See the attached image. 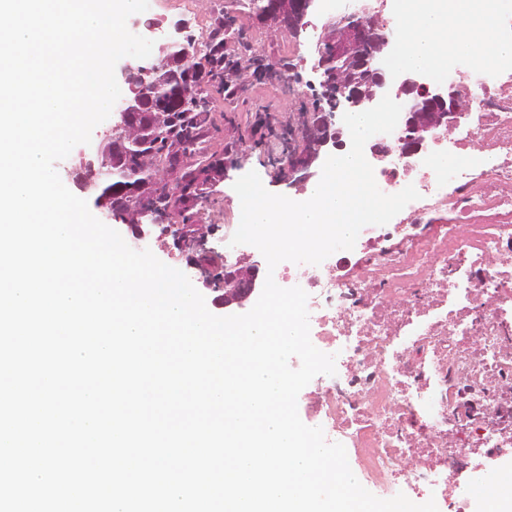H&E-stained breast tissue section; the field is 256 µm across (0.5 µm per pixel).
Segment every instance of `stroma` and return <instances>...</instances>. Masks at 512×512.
I'll return each instance as SVG.
<instances>
[{"instance_id":"obj_1","label":"stroma","mask_w":512,"mask_h":512,"mask_svg":"<svg viewBox=\"0 0 512 512\" xmlns=\"http://www.w3.org/2000/svg\"><path fill=\"white\" fill-rule=\"evenodd\" d=\"M157 18L167 29L185 23L188 34L199 41L222 29L231 31L234 40L225 43V54H232L235 45L249 46L253 59L271 66L261 79L239 82L231 98L225 95L223 85L205 84L210 112L199 139L205 151L191 152L181 159L186 167L196 166L203 155L227 165L226 175L212 172L200 181L194 195L180 203L172 218L184 231L205 224L221 234L227 225L235 223L241 211L233 184L247 172L256 171L268 191L291 194L287 172L269 150L268 131L258 127L257 118L259 114L270 113L291 120L299 112L312 109L308 84L318 79L312 71L317 51L291 32L258 23L248 0H190L187 9L165 10Z\"/></svg>"}]
</instances>
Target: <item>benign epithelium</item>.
<instances>
[{
    "label": "benign epithelium",
    "instance_id": "benign-epithelium-1",
    "mask_svg": "<svg viewBox=\"0 0 512 512\" xmlns=\"http://www.w3.org/2000/svg\"><path fill=\"white\" fill-rule=\"evenodd\" d=\"M314 0H269V5L260 11L265 21H270L280 30L296 29L304 25V20L313 9ZM369 12H355L328 26V35L318 47V59L313 70L319 75L321 91H315L316 85L307 82L314 90L316 104L302 118V144L288 159V173L292 184L303 185L314 175L326 154V147L336 149L345 147L341 129L336 127L335 117L341 101L351 107L377 105L384 95L391 92V84L381 67L382 60L390 50V42L381 29L368 22ZM187 26L179 23L174 26L175 35L166 45L168 50H176L182 62L188 64L183 74L187 83H192L198 72L194 61V41L180 34ZM165 64L162 58L142 65L139 62H127L120 74L128 86L129 94L115 109L116 122L112 126V140L118 144L132 141L129 115L140 107L139 85L155 81L160 66ZM398 92L411 96L415 103L409 111L400 117L401 135L398 143L402 151L409 153L417 150L426 140L428 133L435 127L453 123L457 117V93L452 88L430 87L421 83L414 75L400 82ZM105 168V182L110 185L111 195L98 200V207L112 211V214L124 218L131 234L142 236L141 219L150 217L153 221L169 219L175 212L179 197L183 194V184H174L166 176V168L148 161L139 175L115 176L112 167ZM165 187L168 195L167 206H161L156 197V188ZM163 231L174 236L176 246L185 257L187 264L201 273L204 287L222 294L214 299L215 305L228 308H241L262 288L264 279L260 264L254 262L245 269L237 265H224L221 274L215 273L204 264L198 252L203 250L208 229H200L197 235H184L168 224Z\"/></svg>",
    "mask_w": 512,
    "mask_h": 512
}]
</instances>
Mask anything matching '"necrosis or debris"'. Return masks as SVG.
<instances>
[{
  "mask_svg": "<svg viewBox=\"0 0 512 512\" xmlns=\"http://www.w3.org/2000/svg\"><path fill=\"white\" fill-rule=\"evenodd\" d=\"M441 0H393L373 18L391 39V82L416 73L459 95L456 123L404 153L388 134L365 149L379 189L414 186L388 224L364 227L353 250L321 264L284 261V288L308 295L310 339L335 375L298 395L305 423L343 444L377 497L442 499L441 512H512V498L466 487L488 466L512 469V0H471L429 25ZM419 31L434 63L408 53ZM497 42L478 59L475 35Z\"/></svg>",
  "mask_w": 512,
  "mask_h": 512,
  "instance_id": "1",
  "label": "necrosis or debris"
}]
</instances>
